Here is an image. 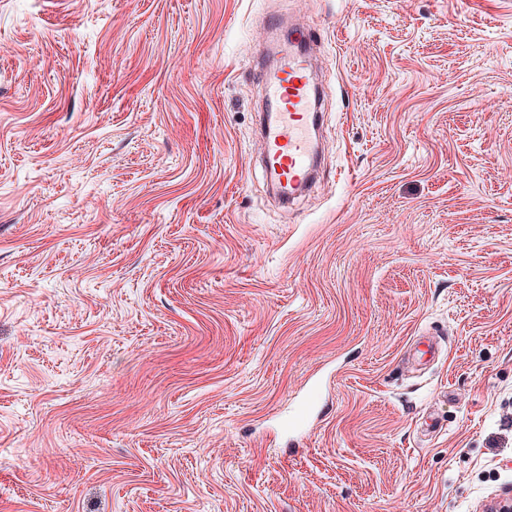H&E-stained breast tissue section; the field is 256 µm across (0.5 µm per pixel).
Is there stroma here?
<instances>
[{"label":"stroma","instance_id":"35a3bbf8","mask_svg":"<svg viewBox=\"0 0 512 512\" xmlns=\"http://www.w3.org/2000/svg\"><path fill=\"white\" fill-rule=\"evenodd\" d=\"M271 14L325 76L286 206ZM510 499L512 0H0V512Z\"/></svg>","mask_w":512,"mask_h":512}]
</instances>
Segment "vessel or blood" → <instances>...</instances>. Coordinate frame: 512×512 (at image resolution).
Wrapping results in <instances>:
<instances>
[{
    "mask_svg": "<svg viewBox=\"0 0 512 512\" xmlns=\"http://www.w3.org/2000/svg\"><path fill=\"white\" fill-rule=\"evenodd\" d=\"M312 43L308 30L289 28L262 121L266 165L277 183L297 193L309 186L318 158V94L308 60Z\"/></svg>",
    "mask_w": 512,
    "mask_h": 512,
    "instance_id": "1",
    "label": "vessel or blood"
}]
</instances>
